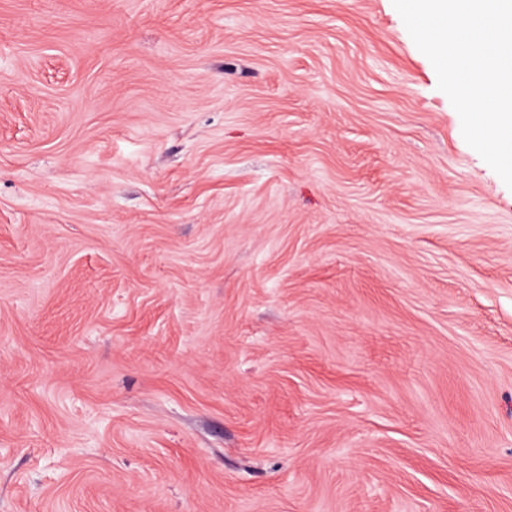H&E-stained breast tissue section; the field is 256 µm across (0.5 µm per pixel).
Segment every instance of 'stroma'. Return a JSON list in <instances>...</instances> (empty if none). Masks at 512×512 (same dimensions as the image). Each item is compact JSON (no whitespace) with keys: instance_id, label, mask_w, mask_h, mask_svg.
<instances>
[{"instance_id":"35a3bbf8","label":"stroma","mask_w":512,"mask_h":512,"mask_svg":"<svg viewBox=\"0 0 512 512\" xmlns=\"http://www.w3.org/2000/svg\"><path fill=\"white\" fill-rule=\"evenodd\" d=\"M392 0H0V512H512V189Z\"/></svg>"}]
</instances>
